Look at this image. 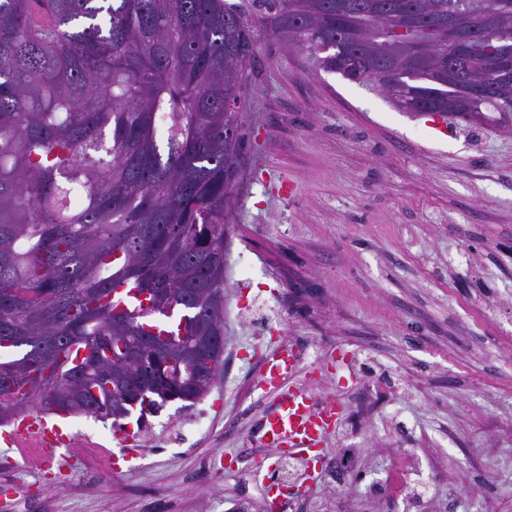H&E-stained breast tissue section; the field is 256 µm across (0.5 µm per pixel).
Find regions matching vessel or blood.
<instances>
[{"instance_id":"b4317fda","label":"vessel or blood","mask_w":512,"mask_h":512,"mask_svg":"<svg viewBox=\"0 0 512 512\" xmlns=\"http://www.w3.org/2000/svg\"><path fill=\"white\" fill-rule=\"evenodd\" d=\"M262 357L265 368L262 384L271 393L273 403L259 422L254 446L261 456L270 450L283 456H300L306 463L308 484H315L320 476L321 452L344 406L335 397L321 395L310 385L298 383L301 364L288 342H271L263 349ZM0 439L18 448L34 441L47 462L62 465L69 462L65 452L66 432L59 423L48 420L38 411L20 415L13 428ZM253 474L261 483L270 512H278L282 492L273 484L269 469L257 466Z\"/></svg>"}]
</instances>
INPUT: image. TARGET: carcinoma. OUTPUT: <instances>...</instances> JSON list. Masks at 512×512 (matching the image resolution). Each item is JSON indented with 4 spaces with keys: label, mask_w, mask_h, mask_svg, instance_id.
Masks as SVG:
<instances>
[{
    "label": "carcinoma",
    "mask_w": 512,
    "mask_h": 512,
    "mask_svg": "<svg viewBox=\"0 0 512 512\" xmlns=\"http://www.w3.org/2000/svg\"><path fill=\"white\" fill-rule=\"evenodd\" d=\"M260 29L411 115L512 128V0H0V424L118 421L216 383L224 345L179 337H224ZM126 283L152 291L146 312L116 303ZM114 336L169 339L196 377L159 369L142 392L110 358L69 361Z\"/></svg>",
    "instance_id": "obj_1"
}]
</instances>
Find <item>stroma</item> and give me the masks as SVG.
I'll list each match as a JSON object with an SVG mask.
<instances>
[{
  "instance_id": "35a3bbf8",
  "label": "stroma",
  "mask_w": 512,
  "mask_h": 512,
  "mask_svg": "<svg viewBox=\"0 0 512 512\" xmlns=\"http://www.w3.org/2000/svg\"><path fill=\"white\" fill-rule=\"evenodd\" d=\"M251 152L232 209L224 301L230 382H216L194 449L56 467L0 444V512H265L249 425L272 396L256 346L319 345L302 377L350 401L387 382L344 492L298 496L379 512L411 431L424 485L412 512L512 501V130L433 121L317 68L264 31L245 99Z\"/></svg>"
}]
</instances>
